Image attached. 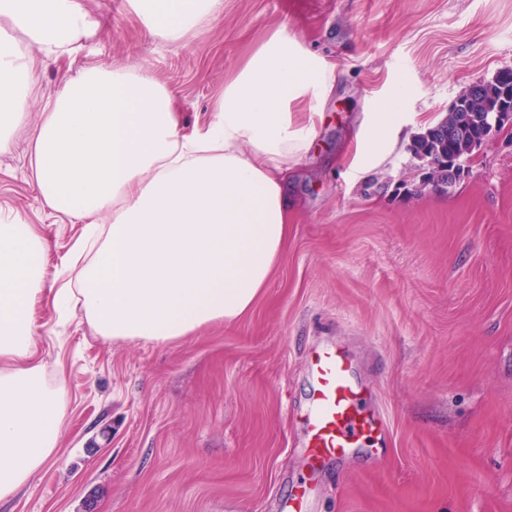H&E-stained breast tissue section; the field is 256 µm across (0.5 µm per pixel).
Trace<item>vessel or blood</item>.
<instances>
[{
    "instance_id": "1",
    "label": "vessel or blood",
    "mask_w": 512,
    "mask_h": 512,
    "mask_svg": "<svg viewBox=\"0 0 512 512\" xmlns=\"http://www.w3.org/2000/svg\"><path fill=\"white\" fill-rule=\"evenodd\" d=\"M310 378L307 406L299 417L301 448L310 479L278 499V512H313L314 482L328 463L364 450L373 467L385 447L388 427L348 350L333 341L313 345L306 356Z\"/></svg>"
}]
</instances>
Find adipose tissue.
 <instances>
[{
	"label": "adipose tissue",
	"instance_id": "obj_1",
	"mask_svg": "<svg viewBox=\"0 0 512 512\" xmlns=\"http://www.w3.org/2000/svg\"><path fill=\"white\" fill-rule=\"evenodd\" d=\"M166 47L182 46L223 0H126ZM98 20L80 0H0V154L28 123L34 61L86 50ZM336 65L276 30L225 84L206 120L186 128L176 87L140 64L94 66L45 103L31 139L38 199L81 225L72 252L76 304L99 336L169 342L253 305L288 240L291 175L317 129L316 104ZM48 244L0 217V501L13 497L59 443L62 387L37 363L34 308Z\"/></svg>",
	"mask_w": 512,
	"mask_h": 512
}]
</instances>
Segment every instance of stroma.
<instances>
[{"label":"stroma","mask_w":512,"mask_h":512,"mask_svg":"<svg viewBox=\"0 0 512 512\" xmlns=\"http://www.w3.org/2000/svg\"><path fill=\"white\" fill-rule=\"evenodd\" d=\"M87 51L40 71L37 123L93 64H146L203 121L244 59L285 26L336 64L292 178L288 244L251 309L166 343L60 320L51 290L82 227L37 199L29 129L0 154V215L48 242L36 360L63 385L55 459L0 512H276L307 478L298 444L307 348L348 345L388 419L373 468L333 463L315 512H512V122L433 189L413 141L478 81L512 69V0H224L185 46L161 47L125 0H80ZM395 146L357 162L364 124Z\"/></svg>","instance_id":"obj_1"}]
</instances>
